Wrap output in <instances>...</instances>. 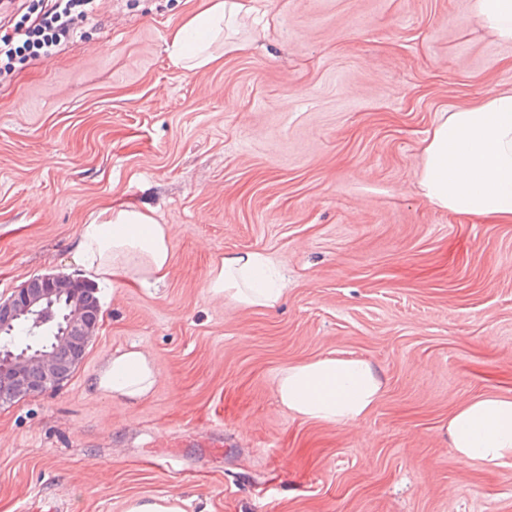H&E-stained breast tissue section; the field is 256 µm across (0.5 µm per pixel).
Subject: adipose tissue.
<instances>
[{
  "mask_svg": "<svg viewBox=\"0 0 512 512\" xmlns=\"http://www.w3.org/2000/svg\"><path fill=\"white\" fill-rule=\"evenodd\" d=\"M256 0H206L168 35L169 58L185 69L219 62L212 46L225 25L255 11ZM417 171L423 197L433 206L478 218L512 222V91L482 104L442 113L425 139ZM171 225L133 206L110 205L82 225L75 245L78 263L96 281L113 288L162 284L172 260ZM212 298L243 309L272 308L285 294L275 260L262 251L227 253L206 278ZM155 365L137 345L115 351L89 380L105 396L137 402L157 382ZM383 382L367 358L327 353L288 366L275 395L288 416L348 425L366 418L380 401ZM444 435L459 459L489 469L512 464V397L484 395L453 411Z\"/></svg>",
  "mask_w": 512,
  "mask_h": 512,
  "instance_id": "adipose-tissue-1",
  "label": "adipose tissue"
}]
</instances>
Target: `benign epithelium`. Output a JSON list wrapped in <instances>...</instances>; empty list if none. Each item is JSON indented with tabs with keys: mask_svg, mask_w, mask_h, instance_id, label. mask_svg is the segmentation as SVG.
Returning <instances> with one entry per match:
<instances>
[{
	"mask_svg": "<svg viewBox=\"0 0 512 512\" xmlns=\"http://www.w3.org/2000/svg\"><path fill=\"white\" fill-rule=\"evenodd\" d=\"M61 300L69 306L62 336L58 337L66 348L67 359L52 351L33 355L0 352V378L10 389V397H0L1 402L55 389L68 379L83 362L93 339L98 320L90 318L89 311L98 303L83 286V280L55 274L35 276L10 296L0 297L1 332L18 323L33 321L37 327L42 325L47 310Z\"/></svg>",
	"mask_w": 512,
	"mask_h": 512,
	"instance_id": "1",
	"label": "benign epithelium"
}]
</instances>
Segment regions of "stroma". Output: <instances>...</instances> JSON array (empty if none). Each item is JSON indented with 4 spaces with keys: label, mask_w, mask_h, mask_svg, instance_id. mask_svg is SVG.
Here are the masks:
<instances>
[{
    "label": "stroma",
    "mask_w": 512,
    "mask_h": 512,
    "mask_svg": "<svg viewBox=\"0 0 512 512\" xmlns=\"http://www.w3.org/2000/svg\"><path fill=\"white\" fill-rule=\"evenodd\" d=\"M202 0H99L50 58L0 80V296L49 272L124 203L173 228L155 288L98 289L84 361L0 405V512H512V466L460 460L449 415L512 396V223L433 207L417 169L441 112L512 89V42L472 0H261L221 65L175 66L171 28ZM263 251L284 301L245 310L205 279ZM154 361L135 403L92 392L112 351ZM370 359L384 392L336 426L282 410L288 365ZM188 501L180 496L153 498H130L125 503V512H186Z\"/></svg>",
    "instance_id": "obj_1"
}]
</instances>
